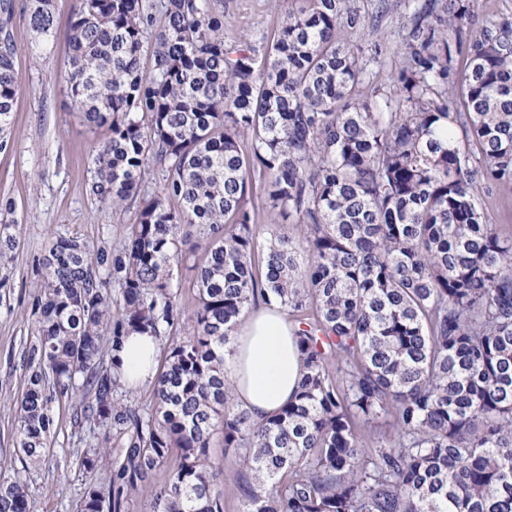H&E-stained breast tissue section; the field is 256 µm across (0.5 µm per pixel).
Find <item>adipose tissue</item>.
<instances>
[{
	"label": "adipose tissue",
	"instance_id": "ef3b65f1",
	"mask_svg": "<svg viewBox=\"0 0 512 512\" xmlns=\"http://www.w3.org/2000/svg\"><path fill=\"white\" fill-rule=\"evenodd\" d=\"M159 347V337L148 333L125 338L119 372L126 384L154 379ZM225 369L253 419L271 416L293 398L303 366L295 327L276 303H260L240 318Z\"/></svg>",
	"mask_w": 512,
	"mask_h": 512
}]
</instances>
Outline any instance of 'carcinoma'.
Wrapping results in <instances>:
<instances>
[{
	"label": "carcinoma",
	"mask_w": 512,
	"mask_h": 512,
	"mask_svg": "<svg viewBox=\"0 0 512 512\" xmlns=\"http://www.w3.org/2000/svg\"><path fill=\"white\" fill-rule=\"evenodd\" d=\"M285 2L256 43L225 40L224 0H81L67 94L106 130L88 193L139 202L113 291L84 243L59 237L45 257L18 447L46 457V375L64 389L80 374L84 416L120 442L114 512L139 487L150 512H224L217 437L239 455L242 512H512V234L483 201L512 184V17L407 0L387 82L366 88L360 48L339 37L372 25L360 0ZM14 11L0 0V136L22 90ZM30 25L49 39L51 0H35ZM152 162L163 183L142 195ZM255 180L277 217L264 246L246 205ZM187 264L193 330L172 337L150 404L132 407L115 371L123 337L180 324L174 270ZM271 299L298 328L304 374L257 421L224 351L243 312ZM104 502L93 488L79 512ZM0 512H35L20 479L0 480Z\"/></svg>",
	"instance_id": "carcinoma-1"
}]
</instances>
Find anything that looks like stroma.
<instances>
[{
    "mask_svg": "<svg viewBox=\"0 0 512 512\" xmlns=\"http://www.w3.org/2000/svg\"><path fill=\"white\" fill-rule=\"evenodd\" d=\"M33 0H16L11 30L17 47L14 66L22 83L6 146L0 147V211L16 238L11 260L0 264V477L25 482L35 512H78L92 487L109 489L112 462L83 467L84 456L102 447L105 429L77 412L82 389L61 393L50 388L51 448L39 464L17 449L18 400L29 373L38 363L41 286L47 276L43 259L53 241L68 237L85 243L98 278L112 280V259L133 223L137 199L119 209L98 203L86 191L92 150L99 130L81 122L67 96L64 73L69 54L68 22L80 0H52L53 35L42 40L30 27ZM391 9L376 36L360 39V62L370 82H384L390 68L375 57L374 42L398 48L403 35L404 0H389ZM283 12L282 0H224V36L229 40L259 39L273 34Z\"/></svg>",
    "mask_w": 512,
    "mask_h": 512,
    "instance_id": "obj_1",
    "label": "stroma"
}]
</instances>
